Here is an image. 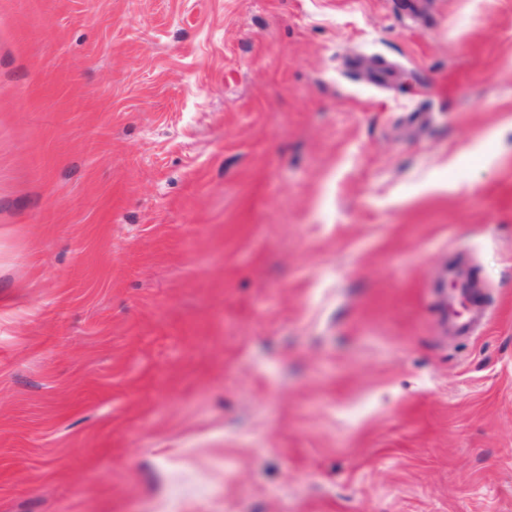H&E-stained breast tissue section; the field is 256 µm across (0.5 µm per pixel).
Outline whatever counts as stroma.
<instances>
[{
    "label": "stroma",
    "mask_w": 512,
    "mask_h": 512,
    "mask_svg": "<svg viewBox=\"0 0 512 512\" xmlns=\"http://www.w3.org/2000/svg\"><path fill=\"white\" fill-rule=\"evenodd\" d=\"M509 178L512 0H0V512H512Z\"/></svg>",
    "instance_id": "35a3bbf8"
}]
</instances>
